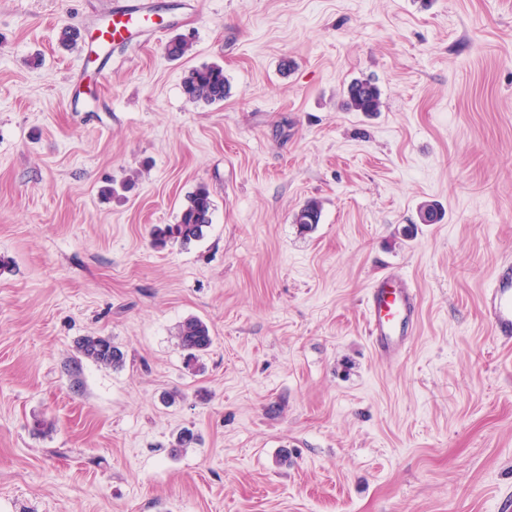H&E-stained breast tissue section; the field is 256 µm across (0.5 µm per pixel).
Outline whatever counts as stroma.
<instances>
[{
  "label": "stroma",
  "instance_id": "35a3bbf8",
  "mask_svg": "<svg viewBox=\"0 0 512 512\" xmlns=\"http://www.w3.org/2000/svg\"><path fill=\"white\" fill-rule=\"evenodd\" d=\"M189 2L72 112L113 0H0V512H499L512 345L481 295L512 262V0ZM212 64L228 95L188 100ZM359 79L379 111L347 110ZM201 185L204 238L152 245ZM388 270L420 301L394 360L362 317ZM91 334L127 363L83 361L76 392ZM183 91L194 102L213 104L224 101L229 93V85L223 67L205 65L192 69L184 79ZM176 338L185 352L186 368L195 373L202 371L203 366L199 364V357L213 342L208 326L198 318H187L179 324ZM78 356L69 364V372L74 377L73 386L80 388V375L82 359H87L96 364L112 369H120L126 363L127 354L120 346L112 341L109 336L88 335L82 336L76 341Z\"/></svg>",
  "mask_w": 512,
  "mask_h": 512
}]
</instances>
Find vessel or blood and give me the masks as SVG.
<instances>
[{"label": "vessel or blood", "mask_w": 512, "mask_h": 512, "mask_svg": "<svg viewBox=\"0 0 512 512\" xmlns=\"http://www.w3.org/2000/svg\"><path fill=\"white\" fill-rule=\"evenodd\" d=\"M163 29L151 0H119L107 20L88 31L83 44L87 63L69 80V109L85 111L91 81L108 72L115 51L136 48L143 37L159 34ZM362 305L366 332L375 353L383 358L402 355L418 318V301L408 283L391 273H382L367 288ZM481 306L494 335L511 344L512 263L496 269L491 286L482 294Z\"/></svg>", "instance_id": "vessel-or-blood-1"}]
</instances>
